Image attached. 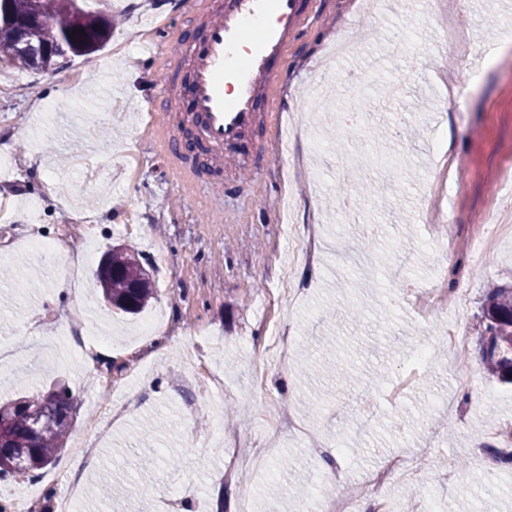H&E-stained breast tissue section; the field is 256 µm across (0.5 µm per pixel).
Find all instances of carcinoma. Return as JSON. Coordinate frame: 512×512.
<instances>
[{
	"label": "carcinoma",
	"mask_w": 512,
	"mask_h": 512,
	"mask_svg": "<svg viewBox=\"0 0 512 512\" xmlns=\"http://www.w3.org/2000/svg\"><path fill=\"white\" fill-rule=\"evenodd\" d=\"M24 2L0 0V59L48 70L68 53L81 56L97 51L111 33L112 18L103 10H86L85 0H38L41 21L27 29L21 43L14 38L13 27ZM108 258L111 272L98 278L103 296L125 313H139L153 298V291L151 283L139 279L138 258L121 249L112 250ZM474 336L487 371L512 386V287L488 289ZM2 408L10 409V423L0 437V449H26L23 465L28 474L51 466L65 447L73 423L74 399L69 388L35 389L0 402Z\"/></svg>",
	"instance_id": "1"
}]
</instances>
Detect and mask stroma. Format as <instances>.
<instances>
[{
    "mask_svg": "<svg viewBox=\"0 0 512 512\" xmlns=\"http://www.w3.org/2000/svg\"><path fill=\"white\" fill-rule=\"evenodd\" d=\"M304 22L278 63L243 146H224L220 173L196 170L179 150L187 48L215 0H99L112 31L99 51L42 72L0 61V400L68 385L76 418L66 446L38 478L0 481V501L34 491L26 512H54L77 481L81 512H140L138 498L90 495L120 475L149 491V512H297L282 487L305 489L318 512H337L348 488L365 484L391 455L414 482L390 480L394 512H418L417 491L438 512H512V468L486 459L512 455V387L473 358L471 391L453 385L442 338L470 327L488 288L512 284V243L482 268L443 259L442 242L476 240L493 208L512 211L501 174L512 167V0H427L398 8L355 0H297ZM464 31L461 111L442 106L434 70L448 30ZM367 77V112L344 127ZM111 113L96 125L94 115ZM41 130L31 136L30 127ZM452 137L459 179L450 190V230L431 229L421 210L435 176L436 137ZM298 223L331 242L354 221L341 253L323 250L296 269V305L273 301L292 254L280 224L283 195ZM40 221H29L32 207ZM42 235L59 260L19 249ZM370 240L368 251L360 241ZM124 247L150 274L154 297L139 314L110 308L95 286L105 252ZM34 288L18 290V279ZM66 281L70 292L57 291ZM448 289V307L422 318L411 302L423 287ZM162 316L167 350L155 354L144 323ZM101 342L93 364L82 349ZM432 354L397 404L387 395L420 348ZM202 356L191 389L179 392L178 364ZM290 416L265 467L231 472ZM205 456L187 436L211 439ZM91 444L89 473L71 469L78 442ZM322 452L310 457L309 442ZM180 460L166 468L167 457Z\"/></svg>",
    "mask_w": 512,
    "mask_h": 512,
    "instance_id": "1",
    "label": "stroma"
}]
</instances>
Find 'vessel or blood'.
<instances>
[{"label": "vessel or blood", "mask_w": 512, "mask_h": 512, "mask_svg": "<svg viewBox=\"0 0 512 512\" xmlns=\"http://www.w3.org/2000/svg\"><path fill=\"white\" fill-rule=\"evenodd\" d=\"M295 0H228L206 23V39L191 50L188 97L202 136L215 149L252 125L261 89L276 80L272 60L299 24Z\"/></svg>", "instance_id": "b4317fda"}]
</instances>
